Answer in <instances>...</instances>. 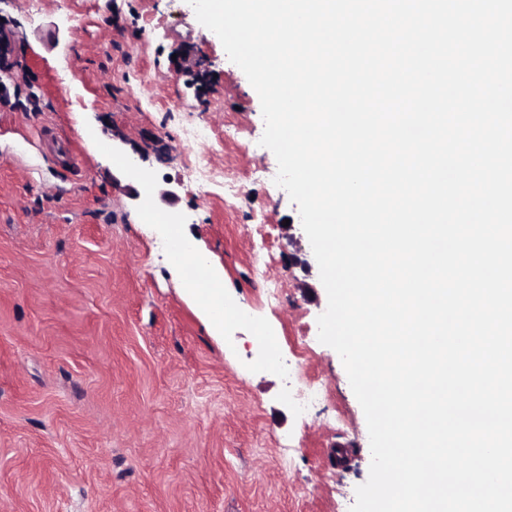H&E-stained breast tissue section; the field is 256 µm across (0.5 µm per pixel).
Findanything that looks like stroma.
<instances>
[{
    "label": "stroma",
    "mask_w": 512,
    "mask_h": 512,
    "mask_svg": "<svg viewBox=\"0 0 512 512\" xmlns=\"http://www.w3.org/2000/svg\"><path fill=\"white\" fill-rule=\"evenodd\" d=\"M0 30V512H350L366 419L318 339L327 294L259 96L218 36L187 0H0ZM186 116L207 139L183 138ZM46 127L80 174L35 146ZM198 154L237 196L187 176ZM180 239L223 280L222 336ZM299 376L326 393L304 414Z\"/></svg>",
    "instance_id": "stroma-1"
}]
</instances>
